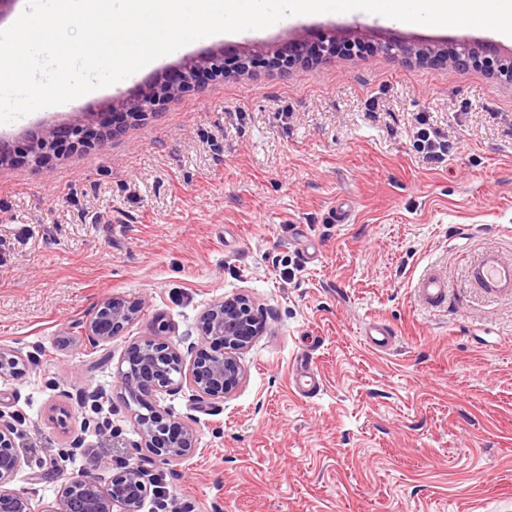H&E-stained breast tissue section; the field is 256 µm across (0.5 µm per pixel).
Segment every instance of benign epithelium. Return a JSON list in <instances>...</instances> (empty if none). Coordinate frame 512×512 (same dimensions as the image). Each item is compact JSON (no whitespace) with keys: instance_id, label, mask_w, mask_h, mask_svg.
Masks as SVG:
<instances>
[{"instance_id":"benign-epithelium-1","label":"benign epithelium","mask_w":512,"mask_h":512,"mask_svg":"<svg viewBox=\"0 0 512 512\" xmlns=\"http://www.w3.org/2000/svg\"><path fill=\"white\" fill-rule=\"evenodd\" d=\"M382 49L406 62L418 61L458 68L477 67L489 74L512 82V58H503L487 45L456 42L444 48H421L386 43ZM259 57L280 68L313 65L323 59L336 58V42L323 39L317 47L299 39L280 45L275 50H255L237 60L236 71L247 72ZM229 74L224 64V49L187 61L174 71L160 76L154 83L110 102L112 116L141 120L156 112L169 98L200 86L206 78ZM95 123L78 121L41 129L26 143L17 145L0 140V166L13 162L45 168L53 157L74 147L104 148L117 132L108 126L104 114ZM146 302H129L121 297L102 301L84 327V336L94 345L108 343L130 325ZM201 338L181 350L168 336L171 330L162 326L149 337L131 344L124 353L118 378L129 396L148 399L155 392L169 391L183 383L200 399L226 395L244 378L240 354L263 328V317L250 298L241 293L226 295L212 302L200 315ZM38 351L23 355L0 347V377H18L23 365L36 364ZM82 404L90 406L92 415L85 424L102 427L110 422L105 412L106 394L87 391ZM139 440L130 444L131 451L118 467L112 459L91 456L88 471L68 478L58 491L55 512H141L156 478L150 477L140 464L147 452L162 463L187 455L196 447L194 430L174 412L148 404L146 412H134ZM17 414L0 409V512H33L29 497L10 488L22 464L16 449L21 436L13 423Z\"/></svg>"}]
</instances>
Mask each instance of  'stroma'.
Segmentation results:
<instances>
[{
    "label": "stroma",
    "instance_id": "1",
    "mask_svg": "<svg viewBox=\"0 0 512 512\" xmlns=\"http://www.w3.org/2000/svg\"><path fill=\"white\" fill-rule=\"evenodd\" d=\"M328 30L335 60L207 80L123 123L105 150L0 167V346L39 352L0 379V409L20 416L11 486L34 512L87 456L136 440L117 382L125 349L159 320L175 340L197 336L201 312L239 292L266 319L245 377L205 401L185 386L156 394L192 417L197 448L142 459L162 487L142 512H512V297L467 282L485 249L512 257V83L380 49L468 39L506 58L512 36L322 13L194 41L133 81L0 124V139L107 111L216 46L230 64L251 44ZM421 113L448 140L444 161L415 147ZM342 202L350 221L332 223ZM434 270L448 279L437 307L415 290ZM112 296L147 305L89 344L83 327ZM371 318L391 349L372 347ZM300 359L319 390L296 389ZM95 388L112 399L104 430L76 404Z\"/></svg>",
    "mask_w": 512,
    "mask_h": 512
}]
</instances>
